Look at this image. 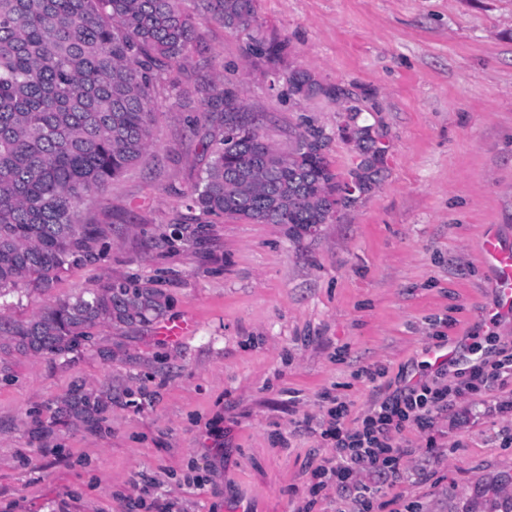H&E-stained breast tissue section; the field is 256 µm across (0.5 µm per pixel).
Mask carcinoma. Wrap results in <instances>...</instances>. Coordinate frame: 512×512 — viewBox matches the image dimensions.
<instances>
[{"instance_id": "cac0c4a2", "label": "carcinoma", "mask_w": 512, "mask_h": 512, "mask_svg": "<svg viewBox=\"0 0 512 512\" xmlns=\"http://www.w3.org/2000/svg\"><path fill=\"white\" fill-rule=\"evenodd\" d=\"M259 0H0V299L48 289L60 273L100 255L112 228L90 223L88 206L153 143L157 88L173 77L201 27L237 33L263 27ZM252 55L278 67L288 42L253 39ZM290 97H336L303 68H290ZM212 111L189 121L212 147L191 208L253 224H286L300 240L334 216L343 182L325 155L327 136L306 128L294 149L276 150L260 128L237 120L233 87L200 86ZM169 297L150 281H107L58 298L27 320L0 315V364L13 355L70 360L100 347L101 325L135 330L164 314ZM112 394L75 384L55 420L90 426Z\"/></svg>"}]
</instances>
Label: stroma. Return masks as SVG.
Listing matches in <instances>:
<instances>
[{"label": "stroma", "instance_id": "35a3bbf8", "mask_svg": "<svg viewBox=\"0 0 512 512\" xmlns=\"http://www.w3.org/2000/svg\"><path fill=\"white\" fill-rule=\"evenodd\" d=\"M287 60L337 88L284 99L247 40L202 26L186 85L223 77L279 152L322 127L339 179L356 184L296 242L284 224L204 222L191 196L209 155L190 132L199 100L159 97L146 157L92 208L112 227L94 262L6 297L17 320L106 281L156 280L162 319L98 328L105 361L8 358L0 373V512H358L353 491L309 487L332 456L331 399L355 425L387 383L431 368L436 337L512 341L480 244L512 246V0H260ZM192 321L181 343L162 322ZM385 368L386 382L368 372ZM110 392L98 426L49 423L75 381ZM512 386L403 432L397 472H363L383 512H512Z\"/></svg>", "mask_w": 512, "mask_h": 512}]
</instances>
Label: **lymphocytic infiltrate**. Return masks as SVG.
<instances>
[{
	"mask_svg": "<svg viewBox=\"0 0 512 512\" xmlns=\"http://www.w3.org/2000/svg\"><path fill=\"white\" fill-rule=\"evenodd\" d=\"M508 377L512 378V347L503 346L491 349L489 355L475 363L459 362L451 369L440 366L433 379L418 381L375 400L356 427L346 425L348 409L345 404H337L330 412L332 422L325 431L335 440L336 453L317 466V474L355 490L363 512H372L374 496L359 483L358 476L366 469L380 474L398 471L406 454L398 437L406 425L426 432L436 415Z\"/></svg>",
	"mask_w": 512,
	"mask_h": 512,
	"instance_id": "1",
	"label": "lymphocytic infiltrate"
}]
</instances>
